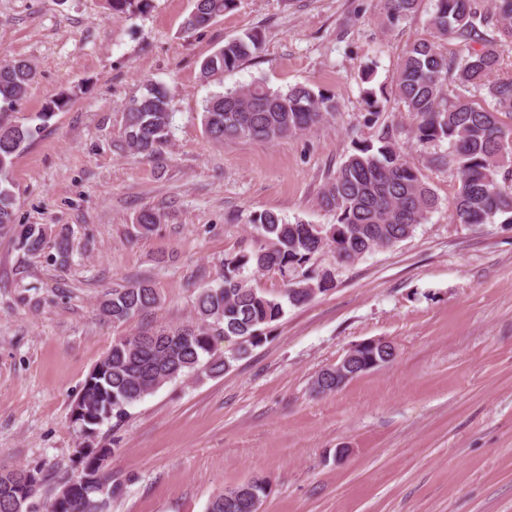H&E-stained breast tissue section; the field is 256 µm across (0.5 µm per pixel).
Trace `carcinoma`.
Wrapping results in <instances>:
<instances>
[{
  "instance_id": "carcinoma-1",
  "label": "carcinoma",
  "mask_w": 512,
  "mask_h": 512,
  "mask_svg": "<svg viewBox=\"0 0 512 512\" xmlns=\"http://www.w3.org/2000/svg\"><path fill=\"white\" fill-rule=\"evenodd\" d=\"M115 14L142 13L149 0H107ZM423 0H383L387 28L416 15ZM235 0H193L185 31L203 29L234 7ZM428 36L411 43L393 75L391 92L369 86L374 68L362 70L366 104L364 124L379 127L373 139L354 143L353 152L318 197L321 209L336 218L333 224L291 223L278 213L264 211L249 223L260 245L224 259L214 283L201 288L195 304L196 320L182 325H161L122 336L93 367L71 407V420L80 433L96 436L98 429L126 409L155 393L164 384L204 372L219 376L249 349L268 339L270 328L285 314L316 295L335 288L334 270L309 266L320 253L329 252L338 263H353L377 249L410 237L417 225L438 207V198L421 172L403 157L395 130L379 126L389 96L403 105L413 120V133L422 145L448 144V153L434 161L454 168L459 189L450 214L456 224H485L503 217L512 224V72L502 75L503 48L512 45V0H432L426 20ZM456 48L448 51V39ZM256 30L224 43L201 64L209 78L233 70L262 49ZM36 77L23 58L0 59V110L22 101ZM335 96L303 85L272 90L256 81L217 92L206 101L203 125L207 136L275 142L336 120ZM172 112L164 89L149 84L125 109L123 135L135 155L159 159L170 142ZM37 128L0 119V231L14 236L17 249L39 254L48 229L42 224L16 223V197L9 174ZM158 223L151 208H144L133 225L134 236L149 235ZM55 260L68 262L73 252L72 232L65 227L54 236ZM273 271L285 284L283 293L269 295L252 286L245 268ZM159 303L147 280L116 284L100 303L112 322L124 323ZM234 337L238 347L228 352L219 340ZM354 361L364 374L387 364L383 352L364 348ZM316 384L332 393L336 367L324 370ZM112 453L79 460L78 477L88 478L83 493L64 512H103L112 497L103 459ZM40 471L20 467L0 470V512H28L41 483ZM268 483L253 478L212 496L206 512H254Z\"/></svg>"
}]
</instances>
